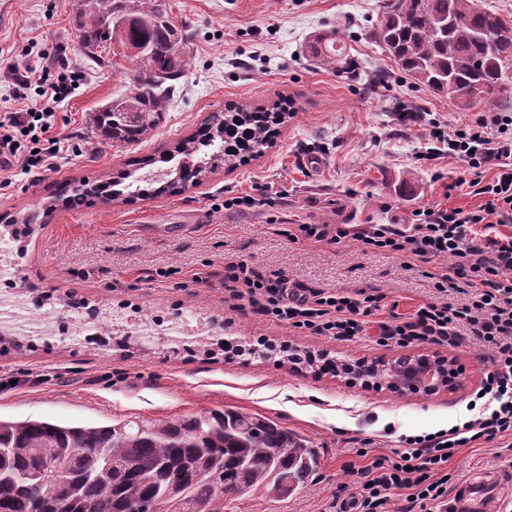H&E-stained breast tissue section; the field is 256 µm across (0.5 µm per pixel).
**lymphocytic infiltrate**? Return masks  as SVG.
<instances>
[{
	"label": "lymphocytic infiltrate",
	"instance_id": "lymphocytic-infiltrate-1",
	"mask_svg": "<svg viewBox=\"0 0 512 512\" xmlns=\"http://www.w3.org/2000/svg\"><path fill=\"white\" fill-rule=\"evenodd\" d=\"M71 66L65 49L41 54L19 67L10 66V95L23 99L32 84L42 95H66L65 75ZM51 122L30 106L0 114V165L19 164L30 173L44 169L61 151L50 136ZM449 155L469 172L495 170L494 179L479 187L486 201L478 210L442 207L422 210L410 224H302L303 239L338 244L347 239L369 248L402 253L432 266L438 292L461 295L457 304L426 301L409 313L389 309L384 294L360 289L338 293L293 282L279 270L266 271L241 261L224 264V300L248 303L255 315L276 320L318 336L351 340L378 329L377 341L406 348L415 344L461 347L470 336L488 347L475 393L480 406L470 420L434 432L406 437L396 457L369 456L358 475L356 492L339 487L336 512H386L398 491H405L403 512H428L436 504L450 512L448 462L459 448L512 436V113L488 112L449 133L436 136Z\"/></svg>",
	"mask_w": 512,
	"mask_h": 512
}]
</instances>
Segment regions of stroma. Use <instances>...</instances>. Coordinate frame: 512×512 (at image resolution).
Masks as SVG:
<instances>
[{
	"label": "stroma",
	"instance_id": "stroma-1",
	"mask_svg": "<svg viewBox=\"0 0 512 512\" xmlns=\"http://www.w3.org/2000/svg\"><path fill=\"white\" fill-rule=\"evenodd\" d=\"M380 0H169V18L189 39L190 66L161 125L143 142L98 139L91 118L118 97L134 73L120 46L101 47L108 66L84 53L83 0H0V42L27 60L30 39L48 52L67 46L82 78L55 105L53 136L66 140L51 169L29 175L0 167V225L21 224L59 184L107 181L135 173L156 180L168 170L162 151L192 135L209 113L230 105L265 107L292 98L294 111L272 147L236 168H216L200 186L41 216L31 234L0 232V301L46 299L38 331L19 336L25 351L0 350V418L102 426L135 417L174 420L209 410L269 418L316 448L320 465L305 488L285 499L255 498L232 512H332L338 485H355L362 460L403 450L407 436L433 433L472 418L469 403L486 350L475 340L456 349L430 344L382 346L375 334L336 341L284 323L232 311L224 302V264L242 260L339 292L374 289L399 312L433 297L430 279L407 258L341 244L292 240L301 224H409L423 209L467 210L484 198L458 185L465 165L433 152L432 127L400 131L393 115L405 101L451 130L495 110L512 113V84L495 106H462L401 73L369 37ZM333 29L347 45L359 79L325 68L306 50ZM152 157V166L138 160ZM319 166H310V159ZM267 191L273 205H228V198ZM120 313L133 325L155 324L133 349L86 340L85 311ZM210 319V335L242 353L204 354L193 334L172 331L179 318ZM327 353L353 363L438 355L453 360L458 385L400 396L386 387L349 383L305 362L250 358L259 344ZM452 487L477 471L512 472V447L460 449L448 463Z\"/></svg>",
	"mask_w": 512,
	"mask_h": 512
}]
</instances>
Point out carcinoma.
Masks as SVG:
<instances>
[{
  "label": "carcinoma",
  "mask_w": 512,
  "mask_h": 512,
  "mask_svg": "<svg viewBox=\"0 0 512 512\" xmlns=\"http://www.w3.org/2000/svg\"><path fill=\"white\" fill-rule=\"evenodd\" d=\"M85 2L86 55L105 64L97 48L112 40L135 64L125 92L93 115V128L101 139L138 144L163 122L186 75L187 37L169 22L168 0ZM450 8L462 21L439 26ZM369 36L412 80L436 93L453 85L464 106L495 102L512 78V24L479 0H381ZM309 51L324 66L349 69L347 48L329 34L317 35ZM279 124L276 107L213 112L197 135L174 146L192 162L185 175L156 188L136 177L125 189L145 197L179 192L221 164L233 169L261 153ZM98 194V183L64 184L51 206L83 208ZM406 367L398 359L375 378L390 386ZM317 466L306 438L239 411L108 426L0 419V512H224L236 501L291 495Z\"/></svg>",
  "instance_id": "1"
}]
</instances>
